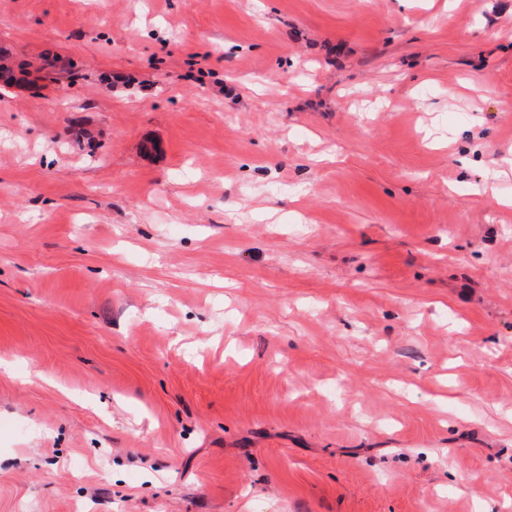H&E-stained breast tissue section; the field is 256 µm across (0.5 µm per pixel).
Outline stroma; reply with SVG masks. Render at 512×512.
Wrapping results in <instances>:
<instances>
[{
  "instance_id": "stroma-1",
  "label": "stroma",
  "mask_w": 512,
  "mask_h": 512,
  "mask_svg": "<svg viewBox=\"0 0 512 512\" xmlns=\"http://www.w3.org/2000/svg\"><path fill=\"white\" fill-rule=\"evenodd\" d=\"M0 512H512V0H0Z\"/></svg>"
}]
</instances>
